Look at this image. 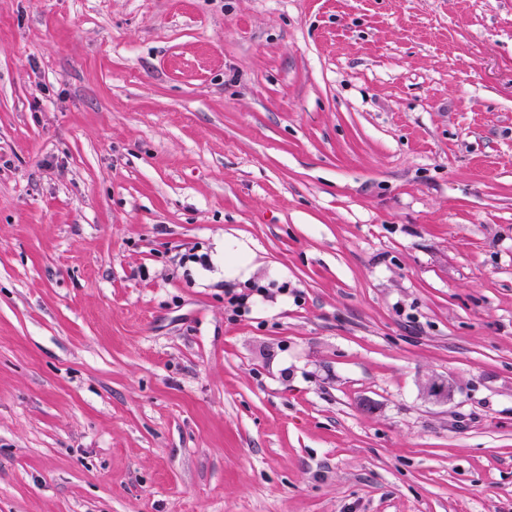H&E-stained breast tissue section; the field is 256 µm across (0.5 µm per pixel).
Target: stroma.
I'll list each match as a JSON object with an SVG mask.
<instances>
[{
    "instance_id": "obj_1",
    "label": "stroma",
    "mask_w": 512,
    "mask_h": 512,
    "mask_svg": "<svg viewBox=\"0 0 512 512\" xmlns=\"http://www.w3.org/2000/svg\"><path fill=\"white\" fill-rule=\"evenodd\" d=\"M0 512H512V0H0Z\"/></svg>"
}]
</instances>
